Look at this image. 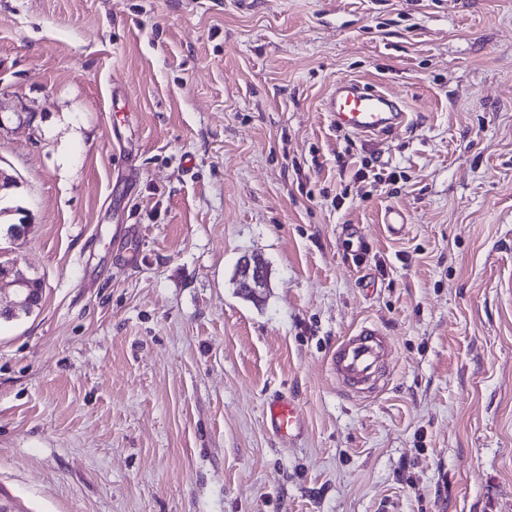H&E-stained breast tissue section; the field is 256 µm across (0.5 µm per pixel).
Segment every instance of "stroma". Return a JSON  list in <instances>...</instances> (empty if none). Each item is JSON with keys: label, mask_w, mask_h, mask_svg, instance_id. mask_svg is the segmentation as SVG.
Here are the masks:
<instances>
[{"label": "stroma", "mask_w": 512, "mask_h": 512, "mask_svg": "<svg viewBox=\"0 0 512 512\" xmlns=\"http://www.w3.org/2000/svg\"><path fill=\"white\" fill-rule=\"evenodd\" d=\"M341 79L405 126L331 128ZM0 170L43 284L0 319L15 512H512V0H0ZM238 275L241 278V288L255 291L257 288H265L266 272L262 262L256 256L243 257L238 265ZM387 347L386 338L376 328L362 325L339 342L329 361L339 382L358 389L378 375ZM300 415V407L286 396L275 395L267 403V425L280 438H289L300 428Z\"/></svg>", "instance_id": "1"}]
</instances>
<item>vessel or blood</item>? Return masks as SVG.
<instances>
[{
  "mask_svg": "<svg viewBox=\"0 0 512 512\" xmlns=\"http://www.w3.org/2000/svg\"><path fill=\"white\" fill-rule=\"evenodd\" d=\"M324 110L332 127L364 137L390 135L407 121L397 97L385 91H367L353 79L337 82ZM387 347L386 338L376 328L363 325L339 342L329 361L338 381L356 388L378 375ZM300 415L299 406L286 396H273L267 403V425L279 437H289L299 429Z\"/></svg>",
  "mask_w": 512,
  "mask_h": 512,
  "instance_id": "vessel-or-blood-1",
  "label": "vessel or blood"
}]
</instances>
